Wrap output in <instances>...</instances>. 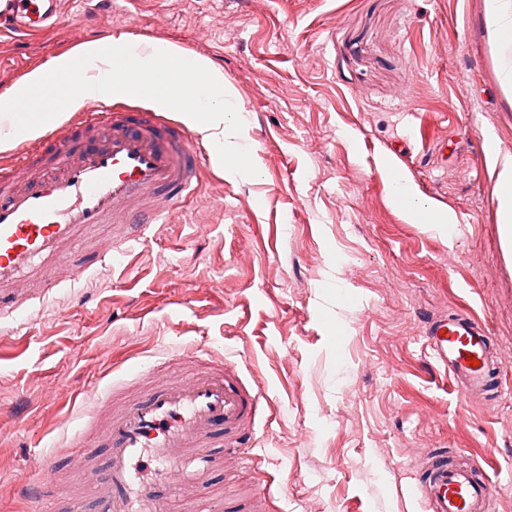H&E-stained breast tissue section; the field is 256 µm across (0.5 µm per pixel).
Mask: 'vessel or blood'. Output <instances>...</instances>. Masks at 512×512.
<instances>
[{
    "mask_svg": "<svg viewBox=\"0 0 512 512\" xmlns=\"http://www.w3.org/2000/svg\"><path fill=\"white\" fill-rule=\"evenodd\" d=\"M57 14L58 0H0V33H41ZM188 138L184 126L116 102L57 124L0 159V319L40 304L62 282L88 278L92 265L70 257L93 228L135 225L136 234L124 239L133 248L170 223L173 201L192 197L202 173ZM425 338L464 395L487 391L491 338L484 324L464 312L437 316ZM261 398L227 367L154 383L106 428L88 419L70 445L93 463L75 475L94 490L91 512H170L173 479L206 483L216 449L253 435ZM44 488L23 475L14 492L35 508ZM419 489L432 512H483L493 485L440 453L429 457Z\"/></svg>",
    "mask_w": 512,
    "mask_h": 512,
    "instance_id": "1",
    "label": "vessel or blood"
}]
</instances>
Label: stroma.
I'll return each mask as SVG.
<instances>
[{"label":"stroma","mask_w":512,"mask_h":512,"mask_svg":"<svg viewBox=\"0 0 512 512\" xmlns=\"http://www.w3.org/2000/svg\"><path fill=\"white\" fill-rule=\"evenodd\" d=\"M83 10L61 0L54 28L0 34V87L97 37L170 42L234 88L260 176L208 167L147 243L0 324V512H29L13 486L33 447L54 467L41 512H91L65 444L135 373L185 377L183 349L269 398L252 461L226 454L210 476L218 510L234 494L265 512H424L414 474L442 449L489 475L487 512H512V258L486 146L491 131L512 153V43L486 0H112L74 24ZM386 161L454 213L453 240L392 206ZM461 310L500 355L468 400L423 338Z\"/></svg>","instance_id":"1"}]
</instances>
